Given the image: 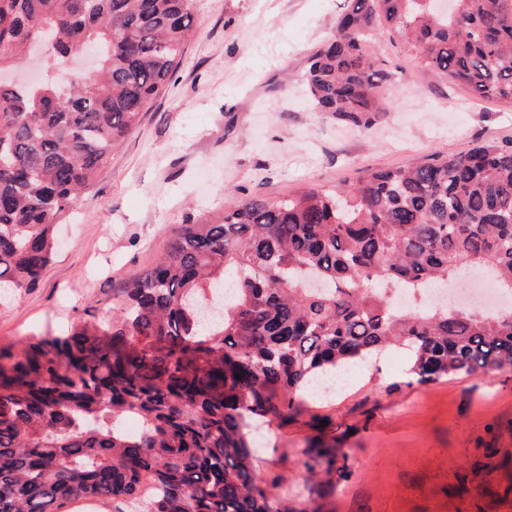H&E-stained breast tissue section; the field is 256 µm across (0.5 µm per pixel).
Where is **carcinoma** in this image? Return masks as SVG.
Masks as SVG:
<instances>
[{"mask_svg":"<svg viewBox=\"0 0 512 512\" xmlns=\"http://www.w3.org/2000/svg\"><path fill=\"white\" fill-rule=\"evenodd\" d=\"M455 3L344 0L303 75L314 109L358 126L384 111L382 28L427 71L512 105V0ZM194 23V0H0V70L56 38L39 84L0 83V299L38 283L57 224L172 78ZM88 47L97 74L58 85L55 63ZM465 267L512 292V141L180 225L107 324L0 347V512L76 498L127 512L146 485L139 512H294L261 477L255 434L315 381L391 348L409 353L410 385L512 369V316L426 301ZM216 289L230 291L224 316L203 325ZM400 292L414 302L396 306ZM347 458L309 448L302 465L341 478Z\"/></svg>","mask_w":512,"mask_h":512,"instance_id":"1","label":"carcinoma"}]
</instances>
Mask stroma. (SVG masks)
Returning <instances> with one entry per match:
<instances>
[{
    "instance_id": "obj_1",
    "label": "stroma",
    "mask_w": 512,
    "mask_h": 512,
    "mask_svg": "<svg viewBox=\"0 0 512 512\" xmlns=\"http://www.w3.org/2000/svg\"><path fill=\"white\" fill-rule=\"evenodd\" d=\"M344 0H195V32L171 81L66 215L35 288L0 301V347L102 320L131 274L181 224L246 196L333 190L367 170L512 139V106L425 70L387 31L386 111L358 127L313 111L302 75ZM384 352L328 400L257 436L256 466L314 512H501L512 501V370L408 385ZM347 453L350 474L308 494L305 448Z\"/></svg>"
}]
</instances>
